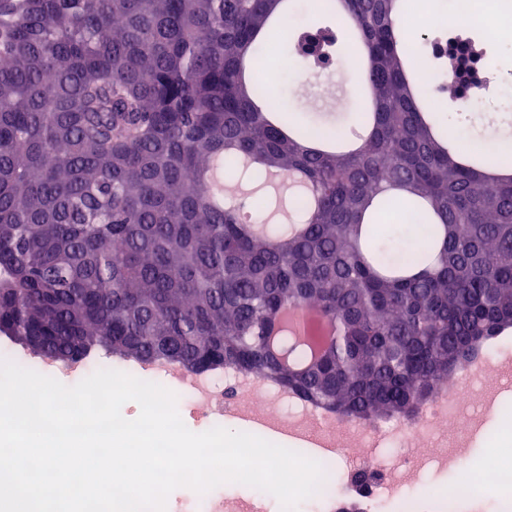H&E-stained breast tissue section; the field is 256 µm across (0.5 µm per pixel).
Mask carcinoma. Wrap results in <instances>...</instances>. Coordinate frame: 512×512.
Masks as SVG:
<instances>
[{"mask_svg": "<svg viewBox=\"0 0 512 512\" xmlns=\"http://www.w3.org/2000/svg\"><path fill=\"white\" fill-rule=\"evenodd\" d=\"M401 2L326 0L333 23L294 28L288 0H0V333L415 419L512 330V174L492 173L512 157L463 149L428 111ZM275 23L314 98L354 34L356 149H314L351 131L277 116L279 89L242 77ZM424 44L486 83L485 39L452 24ZM257 203L301 229L253 235Z\"/></svg>", "mask_w": 512, "mask_h": 512, "instance_id": "cac0c4a2", "label": "carcinoma"}]
</instances>
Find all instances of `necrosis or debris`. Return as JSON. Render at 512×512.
I'll use <instances>...</instances> for the list:
<instances>
[{
    "label": "necrosis or debris",
    "instance_id": "obj_1",
    "mask_svg": "<svg viewBox=\"0 0 512 512\" xmlns=\"http://www.w3.org/2000/svg\"><path fill=\"white\" fill-rule=\"evenodd\" d=\"M128 372L150 381L164 378L177 395L179 413L208 419L213 425H223L225 419L240 409L278 421L282 405H291L294 412L291 426L295 441L306 444L310 432H318L325 440H333L336 432H343L342 446L333 448V455L346 456L349 447H357L361 459L351 464L349 473L362 470L374 472V483L354 488L364 512H462L461 498L453 495L427 496L414 493L421 472L429 464L460 471L465 467L461 445L449 444V427L470 428L477 425L481 415L476 407L481 396L456 385L451 393H440L430 402L427 411L409 426L393 422L375 426H351L336 419L335 415L317 408L288 393L281 387H268L255 376L235 369H212L194 372L164 360L142 362L123 360ZM428 444L432 452L427 456L409 453L379 465L372 455L373 447L390 444L408 447Z\"/></svg>",
    "mask_w": 512,
    "mask_h": 512
}]
</instances>
